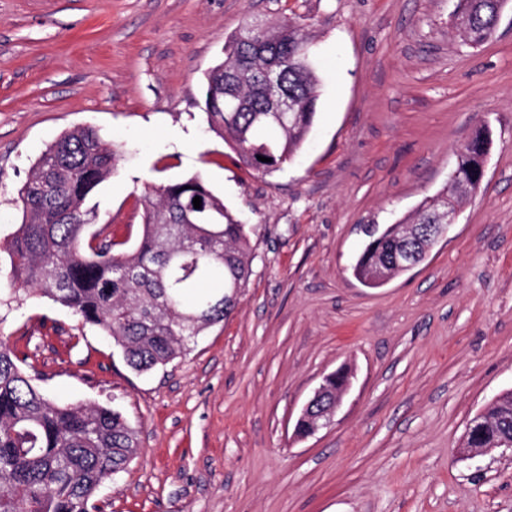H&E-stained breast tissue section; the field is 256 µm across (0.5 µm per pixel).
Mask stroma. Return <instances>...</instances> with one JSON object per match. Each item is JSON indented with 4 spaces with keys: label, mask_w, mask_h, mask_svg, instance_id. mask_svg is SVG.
I'll return each instance as SVG.
<instances>
[{
    "label": "stroma",
    "mask_w": 512,
    "mask_h": 512,
    "mask_svg": "<svg viewBox=\"0 0 512 512\" xmlns=\"http://www.w3.org/2000/svg\"><path fill=\"white\" fill-rule=\"evenodd\" d=\"M456 5L0 0V241L34 162L77 126L123 152L88 199L117 240L147 185L196 174L250 232L237 307L150 372L39 291L0 321L49 397L109 404L137 430L100 512H512V457L457 453L468 419L512 389V2L476 48L454 35ZM248 17L303 24L320 77L307 141L267 174L203 111L205 74ZM481 126L486 175L457 224L416 267L361 285L365 225L442 190ZM342 368L333 423L296 436Z\"/></svg>",
    "instance_id": "stroma-1"
}]
</instances>
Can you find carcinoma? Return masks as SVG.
Instances as JSON below:
<instances>
[{
    "mask_svg": "<svg viewBox=\"0 0 512 512\" xmlns=\"http://www.w3.org/2000/svg\"><path fill=\"white\" fill-rule=\"evenodd\" d=\"M502 0H458L453 27L478 47L496 31ZM309 38L291 20L246 23L224 45V60L206 75L204 112L212 131L239 162L271 173L300 150L314 122L319 80ZM281 72L295 112L279 124L262 81ZM490 133L476 129L456 151V188H443L411 215L364 248L355 277L375 288L372 269L390 257L404 225L445 221L474 185ZM268 158L262 162L257 156ZM120 150L103 143L97 129L64 132L34 164L18 193L21 224L4 243L10 282H22L99 327L136 372L165 365L188 351L194 339L235 309L251 270L246 225L199 176L150 187L140 199L137 244L122 248L109 225L86 207L87 198L113 173ZM201 198V208L193 205ZM25 360L0 341V512H96L102 484L127 470L138 448L137 432L122 413L99 403L63 405L48 398ZM512 437V397L490 405L466 435L483 447Z\"/></svg>",
    "mask_w": 512,
    "mask_h": 512,
    "instance_id": "carcinoma-1",
    "label": "carcinoma"
}]
</instances>
